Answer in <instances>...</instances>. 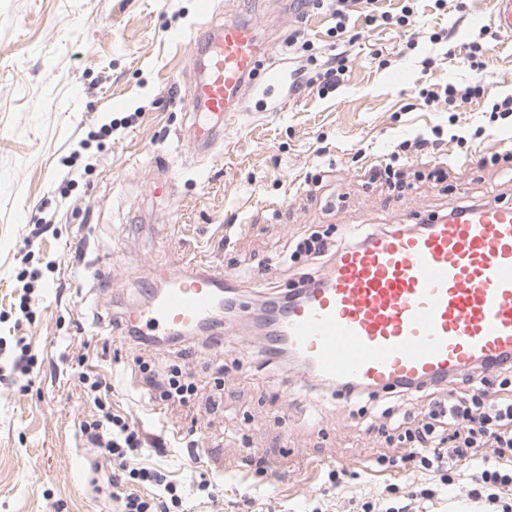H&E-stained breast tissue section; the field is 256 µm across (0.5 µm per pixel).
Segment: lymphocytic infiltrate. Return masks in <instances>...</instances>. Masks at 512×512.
<instances>
[{"instance_id": "lymphocytic-infiltrate-1", "label": "lymphocytic infiltrate", "mask_w": 512, "mask_h": 512, "mask_svg": "<svg viewBox=\"0 0 512 512\" xmlns=\"http://www.w3.org/2000/svg\"><path fill=\"white\" fill-rule=\"evenodd\" d=\"M301 2L315 7L328 4L340 35L346 32L354 7H361L367 23L399 27L408 26L412 11L408 5L396 14L383 11L378 0ZM336 251L327 236L312 232L292 241L286 259L293 263L304 259L321 267L333 259ZM138 369L145 381L159 388L161 400L188 406L198 396L192 373L181 366L157 369L142 360ZM416 395V390L400 388L391 392L386 406L375 411V418L389 422L388 441L406 448V459L414 468L451 485L457 497L476 504L480 512H512V498L507 495L512 489V361L500 362L491 374L475 372L467 391L452 389L431 397L419 419L404 408L405 402ZM97 409L98 417L84 423L82 433L105 462L125 459L128 451L143 447L144 440L135 426L113 414L105 402H98ZM480 448L490 449V457L477 459ZM463 462L470 464L471 471L460 482L454 474ZM124 475L134 488L124 495L121 512H188L177 484L159 468L135 463L125 467ZM144 483L154 487V497L138 494L137 485Z\"/></svg>"}]
</instances>
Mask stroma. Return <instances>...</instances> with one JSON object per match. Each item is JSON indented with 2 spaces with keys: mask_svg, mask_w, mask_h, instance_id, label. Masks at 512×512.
<instances>
[{
  "mask_svg": "<svg viewBox=\"0 0 512 512\" xmlns=\"http://www.w3.org/2000/svg\"><path fill=\"white\" fill-rule=\"evenodd\" d=\"M237 13L252 18L300 87L247 93L224 141L208 156L180 138L194 75L190 35L204 20ZM407 49L402 28L349 25L348 70L322 92L317 66L288 49L293 30L318 56L335 47V21L299 0H0V336L25 337L37 360L31 377L13 372L0 353V512H118L125 483L97 465L82 422L98 410L80 381L99 366L115 414L139 427L153 456L188 499L200 479L217 484L216 502L192 512H361L386 484L413 499L411 512H456L444 485L413 467L379 471L380 455L403 456L367 431L362 415L337 419L334 391L257 370L250 353L262 334L250 315H225L230 336L133 346L114 327L129 305L147 301L155 266L177 255L203 258L244 277L253 310L284 298L301 280L277 264L289 241L313 229L330 239L378 225H412L449 207L512 203V165H482L480 149L511 148L512 115L491 106L512 95V38L497 34L487 0H414ZM447 31L450 41L432 43ZM486 47L470 68L464 45ZM480 84L478 99L451 111L424 104L420 89ZM116 129L99 137L102 125ZM464 130L466 144L450 136ZM434 134L440 182L417 178L422 160L400 153L411 187L401 196L369 182L365 171L399 143ZM170 181V196H155ZM50 233H33L38 219ZM108 270L100 286L81 277L82 262ZM38 280H30L31 271ZM185 364L199 386L193 406L165 405L146 385L137 360ZM223 377L220 411H207L215 377ZM194 432L220 468L199 465L174 446ZM342 472L331 486L329 470Z\"/></svg>",
  "mask_w": 512,
  "mask_h": 512,
  "instance_id": "obj_1",
  "label": "stroma"
}]
</instances>
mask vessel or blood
<instances>
[{"instance_id":"1","label":"vessel or blood","mask_w":512,"mask_h":512,"mask_svg":"<svg viewBox=\"0 0 512 512\" xmlns=\"http://www.w3.org/2000/svg\"><path fill=\"white\" fill-rule=\"evenodd\" d=\"M489 5L498 31L512 37V0ZM192 43L198 75L187 108L204 124L184 141L203 154L223 141L270 47L252 21L237 17L205 25ZM161 276L162 293L124 315L151 339L206 321L234 285L204 259L179 260ZM304 290L303 300L271 315L266 347H289L303 374L338 384L340 399L492 369L512 357V204L455 206L425 228L374 234L340 249Z\"/></svg>"}]
</instances>
